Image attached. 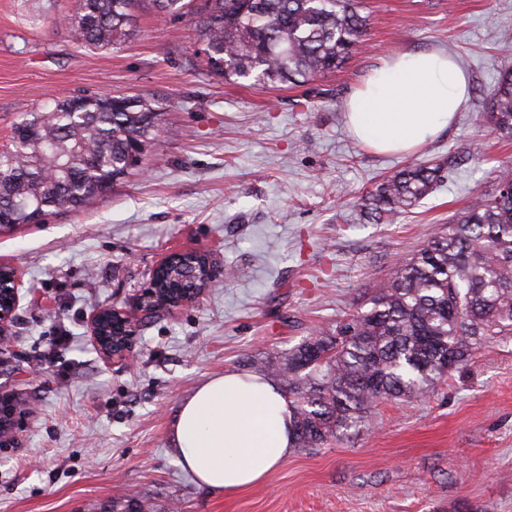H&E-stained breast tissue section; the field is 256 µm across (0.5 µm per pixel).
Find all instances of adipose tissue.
I'll use <instances>...</instances> for the list:
<instances>
[{"label": "adipose tissue", "mask_w": 512, "mask_h": 512, "mask_svg": "<svg viewBox=\"0 0 512 512\" xmlns=\"http://www.w3.org/2000/svg\"><path fill=\"white\" fill-rule=\"evenodd\" d=\"M468 81L444 51L382 59L350 96L352 135L381 153H405L449 127L465 103ZM288 401L257 374L207 379L181 405L172 450L199 486L234 494L263 481L293 451Z\"/></svg>", "instance_id": "1"}]
</instances>
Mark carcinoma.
<instances>
[{"label": "carcinoma", "instance_id": "cac0c4a2", "mask_svg": "<svg viewBox=\"0 0 512 512\" xmlns=\"http://www.w3.org/2000/svg\"><path fill=\"white\" fill-rule=\"evenodd\" d=\"M150 4L189 18L207 71L272 87L301 86L335 72L361 46L367 17L359 0H79L64 23L78 46L108 50L132 34ZM492 130L512 137V71L493 87ZM164 112L153 95L82 91L12 127L0 149V224H39L79 211L141 172L159 145ZM443 166L411 162L361 201L374 223L415 206L437 188ZM190 268L158 276V288H188ZM371 307L261 362L293 416V447L321 448L360 429L383 401L434 391L463 368L489 336H512V171H499L491 193L475 192L446 227L405 260L369 299ZM112 512H146L135 499Z\"/></svg>", "mask_w": 512, "mask_h": 512}]
</instances>
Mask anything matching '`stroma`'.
I'll list each match as a JSON object with an SVG mask.
<instances>
[{"label":"stroma","mask_w":512,"mask_h":512,"mask_svg":"<svg viewBox=\"0 0 512 512\" xmlns=\"http://www.w3.org/2000/svg\"><path fill=\"white\" fill-rule=\"evenodd\" d=\"M77 0H0V143L17 117L80 91L150 93L164 145L143 171L80 212L0 231L23 274L0 388L32 415L0 447V512H512V336L489 340L421 401H384L368 428L293 451L234 495L198 486L171 449L186 398L210 377L275 359L356 309L468 202L512 168V137L484 118L512 69V0H364L363 45L335 73L266 88L210 75L193 27L143 10L109 50L78 47ZM444 49L471 92L452 127L411 156L347 130L350 94L382 58ZM461 163L418 207L370 224L358 200L416 158ZM201 247L234 279L143 326L122 369L94 349L86 317L127 303L165 254Z\"/></svg>","instance_id":"obj_1"}]
</instances>
